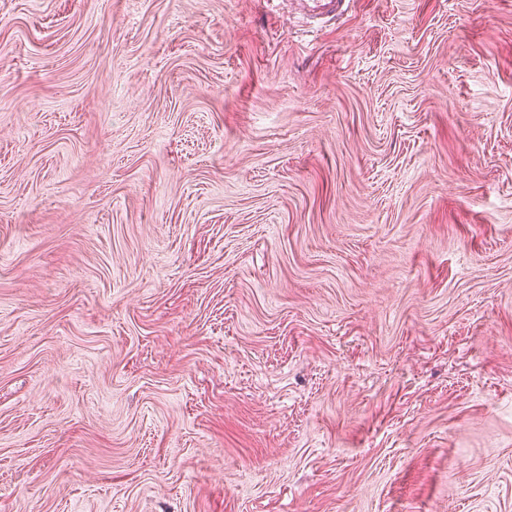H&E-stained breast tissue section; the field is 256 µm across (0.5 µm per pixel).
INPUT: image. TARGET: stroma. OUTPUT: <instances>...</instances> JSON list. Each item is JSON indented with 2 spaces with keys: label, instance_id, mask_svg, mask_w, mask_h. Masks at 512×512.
I'll return each mask as SVG.
<instances>
[{
  "label": "stroma",
  "instance_id": "35a3bbf8",
  "mask_svg": "<svg viewBox=\"0 0 512 512\" xmlns=\"http://www.w3.org/2000/svg\"><path fill=\"white\" fill-rule=\"evenodd\" d=\"M0 512H512V0H0ZM301 10L311 19H322L335 16L344 11L350 0H295Z\"/></svg>",
  "mask_w": 512,
  "mask_h": 512
}]
</instances>
